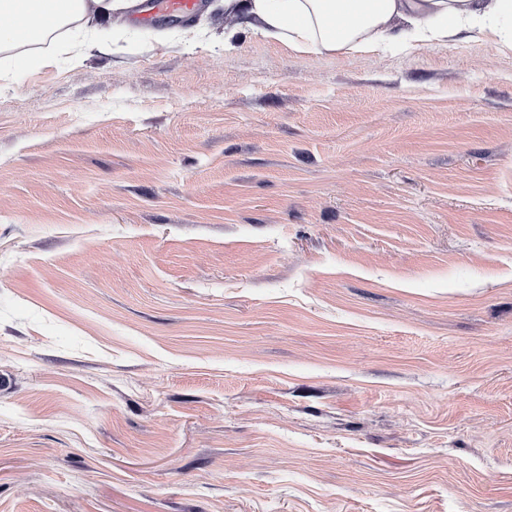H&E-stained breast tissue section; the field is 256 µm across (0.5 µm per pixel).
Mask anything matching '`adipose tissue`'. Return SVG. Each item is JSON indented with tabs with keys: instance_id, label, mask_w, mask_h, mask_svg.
Returning a JSON list of instances; mask_svg holds the SVG:
<instances>
[{
	"instance_id": "1",
	"label": "adipose tissue",
	"mask_w": 512,
	"mask_h": 512,
	"mask_svg": "<svg viewBox=\"0 0 512 512\" xmlns=\"http://www.w3.org/2000/svg\"><path fill=\"white\" fill-rule=\"evenodd\" d=\"M131 0H0V50L47 38L56 27L92 32ZM244 26L279 37L299 52L384 51L416 40H484L512 48V0H224Z\"/></svg>"
}]
</instances>
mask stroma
Here are the masks:
<instances>
[{
  "mask_svg": "<svg viewBox=\"0 0 512 512\" xmlns=\"http://www.w3.org/2000/svg\"><path fill=\"white\" fill-rule=\"evenodd\" d=\"M237 25L0 52V512H512V49Z\"/></svg>",
  "mask_w": 512,
  "mask_h": 512,
  "instance_id": "1",
  "label": "stroma"
}]
</instances>
